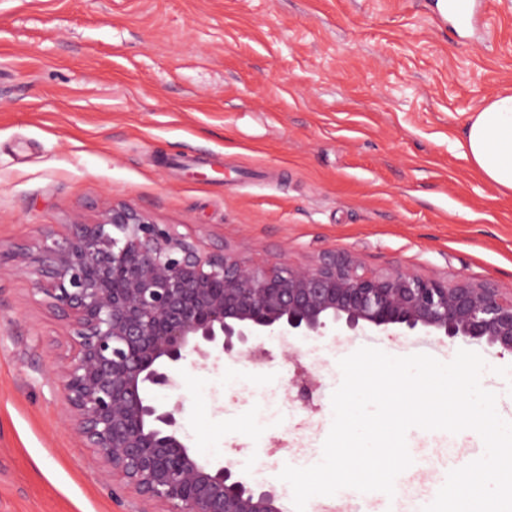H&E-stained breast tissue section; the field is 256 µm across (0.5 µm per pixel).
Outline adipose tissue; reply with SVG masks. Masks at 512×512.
Returning a JSON list of instances; mask_svg holds the SVG:
<instances>
[{
	"instance_id": "adipose-tissue-1",
	"label": "adipose tissue",
	"mask_w": 512,
	"mask_h": 512,
	"mask_svg": "<svg viewBox=\"0 0 512 512\" xmlns=\"http://www.w3.org/2000/svg\"><path fill=\"white\" fill-rule=\"evenodd\" d=\"M461 147L487 181L512 191V93L493 97L469 118Z\"/></svg>"
}]
</instances>
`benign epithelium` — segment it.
<instances>
[{
	"label": "benign epithelium",
	"instance_id": "benign-epithelium-1",
	"mask_svg": "<svg viewBox=\"0 0 512 512\" xmlns=\"http://www.w3.org/2000/svg\"><path fill=\"white\" fill-rule=\"evenodd\" d=\"M0 279H25L57 307L71 355L56 370L74 432L102 475L141 512H278L273 488L256 490L235 464L202 460L180 434L188 366L221 356L256 361L264 336H327L337 328L399 330L486 343L512 354V288L407 269L379 271L345 253L307 265L249 261L208 250L132 205L114 204L67 235L17 245Z\"/></svg>",
	"mask_w": 512,
	"mask_h": 512
}]
</instances>
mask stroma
I'll list each match as a JSON object with an SVG mask.
<instances>
[{
  "label": "stroma",
  "instance_id": "35a3bbf8",
  "mask_svg": "<svg viewBox=\"0 0 512 512\" xmlns=\"http://www.w3.org/2000/svg\"><path fill=\"white\" fill-rule=\"evenodd\" d=\"M436 0H0V247L65 234L126 202L243 258L512 287V192L464 158L468 118L512 90V0L483 35ZM262 365L182 371L189 448L255 486L322 458L340 359L362 335L263 337ZM298 359L284 356L286 346ZM483 388L512 421V355L475 345ZM64 322L19 278L0 280V512H135L113 498L65 420ZM308 378L291 421L256 399ZM412 465L373 512H422L448 472L484 453L471 430H409Z\"/></svg>",
  "mask_w": 512,
  "mask_h": 512
}]
</instances>
